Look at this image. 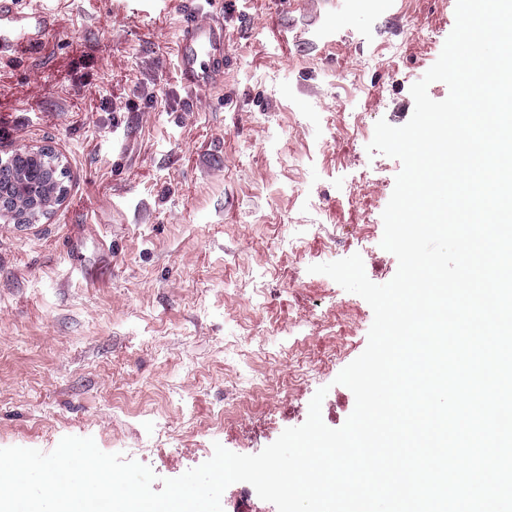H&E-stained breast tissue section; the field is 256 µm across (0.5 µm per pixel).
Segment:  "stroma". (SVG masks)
I'll return each mask as SVG.
<instances>
[{
  "label": "stroma",
  "instance_id": "obj_1",
  "mask_svg": "<svg viewBox=\"0 0 512 512\" xmlns=\"http://www.w3.org/2000/svg\"><path fill=\"white\" fill-rule=\"evenodd\" d=\"M192 5L57 0L37 52L0 57V157L67 170L38 223L0 219V448L90 437L157 491L215 445L263 450L319 388L345 423L335 379L373 311L308 268L357 253L394 277L402 165L367 146L455 24L448 0H227L232 64L192 96L171 65Z\"/></svg>",
  "mask_w": 512,
  "mask_h": 512
}]
</instances>
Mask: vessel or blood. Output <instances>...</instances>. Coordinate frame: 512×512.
I'll use <instances>...</instances> for the list:
<instances>
[{
	"label": "vessel or blood",
	"mask_w": 512,
	"mask_h": 512,
	"mask_svg": "<svg viewBox=\"0 0 512 512\" xmlns=\"http://www.w3.org/2000/svg\"><path fill=\"white\" fill-rule=\"evenodd\" d=\"M205 14L189 11L183 19L172 65L189 94L206 90L224 79L228 55L224 48V0H205ZM52 0H0V52L36 49L47 36Z\"/></svg>",
	"instance_id": "b4317fda"
}]
</instances>
